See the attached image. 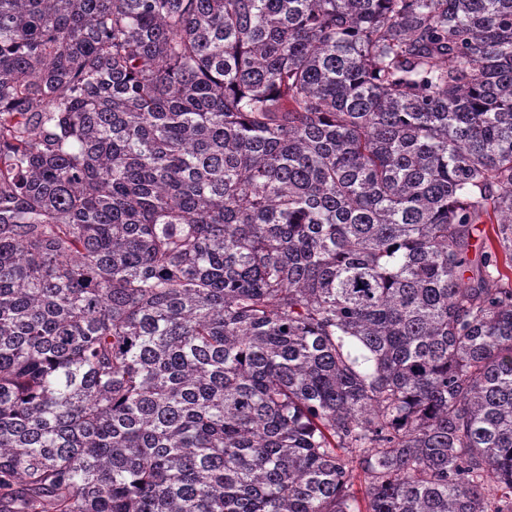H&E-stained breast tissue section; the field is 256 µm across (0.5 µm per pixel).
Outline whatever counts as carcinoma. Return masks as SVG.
I'll list each match as a JSON object with an SVG mask.
<instances>
[{
	"mask_svg": "<svg viewBox=\"0 0 512 512\" xmlns=\"http://www.w3.org/2000/svg\"><path fill=\"white\" fill-rule=\"evenodd\" d=\"M504 267L512 0H0V512H512Z\"/></svg>",
	"mask_w": 512,
	"mask_h": 512,
	"instance_id": "carcinoma-1",
	"label": "carcinoma"
}]
</instances>
